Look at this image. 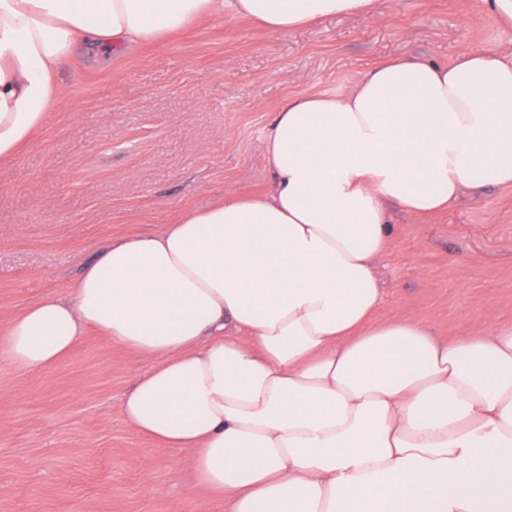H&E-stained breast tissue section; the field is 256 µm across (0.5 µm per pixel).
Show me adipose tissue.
Masks as SVG:
<instances>
[{
	"label": "adipose tissue",
	"mask_w": 512,
	"mask_h": 512,
	"mask_svg": "<svg viewBox=\"0 0 512 512\" xmlns=\"http://www.w3.org/2000/svg\"><path fill=\"white\" fill-rule=\"evenodd\" d=\"M375 0H0V159L49 120L87 41L136 48L208 17L280 32ZM270 191L225 190L157 233L112 238L0 333V359L55 365L85 332L153 362L121 412L190 450L230 512H512V322L441 339L377 320L391 212L512 190V47L395 58L345 96L284 99Z\"/></svg>",
	"instance_id": "obj_1"
}]
</instances>
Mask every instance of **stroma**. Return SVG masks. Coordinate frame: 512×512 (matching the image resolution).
I'll list each match as a JSON object with an SVG mask.
<instances>
[{
    "label": "stroma",
    "instance_id": "stroma-1",
    "mask_svg": "<svg viewBox=\"0 0 512 512\" xmlns=\"http://www.w3.org/2000/svg\"><path fill=\"white\" fill-rule=\"evenodd\" d=\"M512 47V30L454 0H377L293 33L203 18L160 43L67 62L50 121L0 161V332L67 287L109 240L162 230L225 189L271 186L261 141L288 96L351 90L393 57L441 64ZM376 263L380 319L418 314L441 338L512 322V191L448 212L393 218ZM152 362L88 331L55 366L0 360V512H226L191 453L134 434L121 400Z\"/></svg>",
    "mask_w": 512,
    "mask_h": 512
}]
</instances>
